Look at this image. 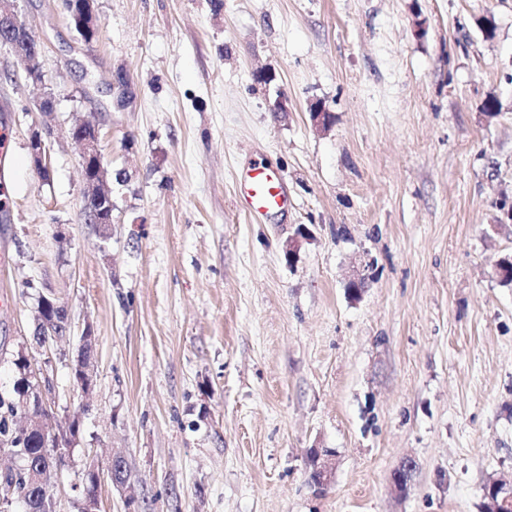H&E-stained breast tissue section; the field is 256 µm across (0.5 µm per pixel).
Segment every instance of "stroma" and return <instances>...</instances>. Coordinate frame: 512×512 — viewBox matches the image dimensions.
I'll use <instances>...</instances> for the list:
<instances>
[{
  "label": "stroma",
  "instance_id": "35a3bbf8",
  "mask_svg": "<svg viewBox=\"0 0 512 512\" xmlns=\"http://www.w3.org/2000/svg\"><path fill=\"white\" fill-rule=\"evenodd\" d=\"M95 6L87 43L63 0H17L44 87L0 46V392L23 344L51 362L56 413L83 417L59 512H77L86 458L106 470L116 454L141 512H485L486 484L512 481V223L497 208L512 200V0ZM79 122L101 132L106 239L85 216ZM258 165L288 197L260 219L239 191ZM43 296L69 323L47 348ZM87 326L84 397L70 362ZM312 448L334 451L321 493Z\"/></svg>",
  "mask_w": 512,
  "mask_h": 512
}]
</instances>
